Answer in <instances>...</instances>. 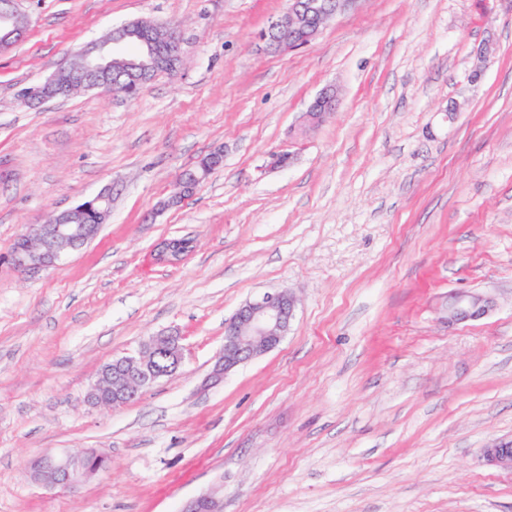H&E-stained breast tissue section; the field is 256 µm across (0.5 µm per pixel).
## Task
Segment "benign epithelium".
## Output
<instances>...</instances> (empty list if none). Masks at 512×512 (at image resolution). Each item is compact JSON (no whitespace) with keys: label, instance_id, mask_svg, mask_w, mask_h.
Instances as JSON below:
<instances>
[{"label":"benign epithelium","instance_id":"benign-epithelium-1","mask_svg":"<svg viewBox=\"0 0 512 512\" xmlns=\"http://www.w3.org/2000/svg\"><path fill=\"white\" fill-rule=\"evenodd\" d=\"M357 0H289L288 10L259 34V39L277 50H297L308 46L323 26L333 17L349 10ZM27 28L16 0H0V50L19 40ZM128 25L73 55L57 72L29 89L33 101H47L61 96L57 78L66 73L71 85L83 90L97 88L98 78L108 73L115 61L126 55ZM160 61L173 63L180 59L182 47L176 31L169 30L163 46L150 47ZM337 94L322 91L310 104L306 122L300 133L320 123L336 109ZM223 162L220 152H213L199 165L184 172L176 191L164 206H173L191 196L207 176ZM112 212V186L103 187L93 197L53 215L44 224H34L11 245L8 259L19 270H35L57 265L71 251L81 249L93 240ZM192 244L175 239L164 242L159 259L168 264L179 263L190 252ZM296 300L286 291H266L246 301L235 315L224 323V350L218 357L212 377L220 379L237 366L275 349L290 330L295 317ZM494 301L479 292H457L448 302V322L459 324L489 315ZM184 358L181 337L153 336L141 345L135 356H125L105 364L91 386L88 399L95 405L118 408L137 400L159 380L177 372ZM486 461L512 472V440L484 448ZM112 467L109 455L96 449L81 453L47 452L30 464L27 474L32 481L47 489L73 490L86 478L107 472ZM182 512H223L219 502L202 495L189 502Z\"/></svg>","mask_w":512,"mask_h":512}]
</instances>
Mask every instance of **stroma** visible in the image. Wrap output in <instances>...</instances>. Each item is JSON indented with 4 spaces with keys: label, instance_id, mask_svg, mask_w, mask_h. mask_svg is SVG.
I'll list each match as a JSON object with an SVG mask.
<instances>
[{
    "label": "stroma",
    "instance_id": "stroma-1",
    "mask_svg": "<svg viewBox=\"0 0 512 512\" xmlns=\"http://www.w3.org/2000/svg\"><path fill=\"white\" fill-rule=\"evenodd\" d=\"M19 8L26 33L0 52V512H182L212 489L224 512H512V472L483 457L512 439V0H359L288 52L258 40L288 0ZM138 20L175 28L182 58L136 99H20ZM328 87L335 112L298 134ZM108 184L85 247L9 262L30 225ZM183 236L192 252L156 261ZM270 290L298 302L288 335L213 380L225 321ZM458 291L495 308L449 324ZM169 331L174 375L87 403L103 364ZM87 449L112 467L74 490L25 472ZM222 162V153L213 152L203 158L195 169L184 172L177 181L176 191L173 193L170 199L163 204V207L176 205L186 197L191 196L204 182L207 176L215 168L220 166Z\"/></svg>",
    "mask_w": 512,
    "mask_h": 512
}]
</instances>
